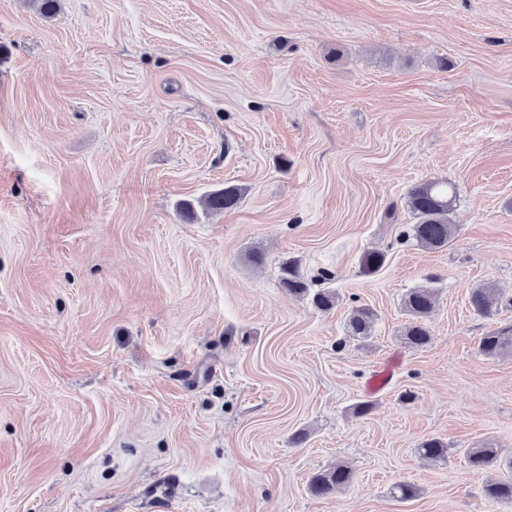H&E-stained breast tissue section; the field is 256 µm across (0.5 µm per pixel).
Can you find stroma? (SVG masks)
I'll list each match as a JSON object with an SVG mask.
<instances>
[{"label":"stroma","instance_id":"obj_1","mask_svg":"<svg viewBox=\"0 0 512 512\" xmlns=\"http://www.w3.org/2000/svg\"><path fill=\"white\" fill-rule=\"evenodd\" d=\"M433 180L436 251L404 236ZM488 282L512 297V0H0V512H512L467 458L512 454ZM454 194L448 181H429L410 192L408 206L417 219L410 230L420 246L432 250L448 247L454 236V224L449 217ZM242 192L238 187L227 186L224 191L216 192L207 197L206 203L213 210H227L237 207L242 199ZM280 285L289 294L302 295L307 291V285L300 273L295 260H286L281 266ZM499 289L491 284H484L473 289L469 303L473 311L482 317H490L495 312L499 300ZM434 290L428 287L412 288L404 296V311L412 319L405 329L406 343L412 348H421L430 341L425 321L434 311ZM373 313L369 308H356L349 317V329L352 336H369L373 327ZM512 350V326L497 327L485 332L478 349L486 356H496L505 349ZM351 479L352 474L347 467L336 466L315 475L312 480V490L316 494H328L336 487L350 483Z\"/></svg>","mask_w":512,"mask_h":512}]
</instances>
